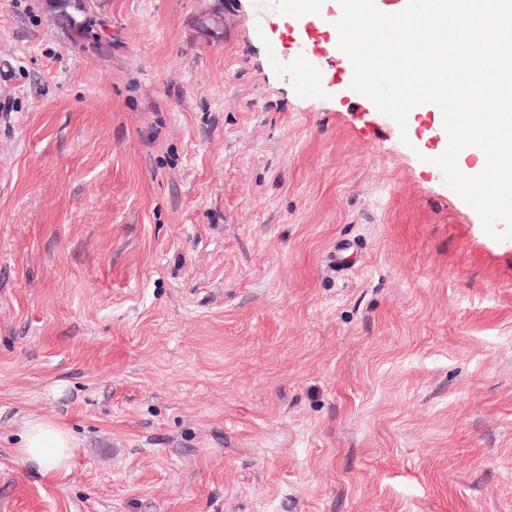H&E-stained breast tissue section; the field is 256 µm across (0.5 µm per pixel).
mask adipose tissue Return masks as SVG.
Returning <instances> with one entry per match:
<instances>
[{
	"label": "adipose tissue",
	"mask_w": 512,
	"mask_h": 512,
	"mask_svg": "<svg viewBox=\"0 0 512 512\" xmlns=\"http://www.w3.org/2000/svg\"><path fill=\"white\" fill-rule=\"evenodd\" d=\"M71 439L68 431L55 421L33 417L24 424L19 454L39 463L45 470H67Z\"/></svg>",
	"instance_id": "adipose-tissue-1"
}]
</instances>
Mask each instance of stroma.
<instances>
[{"mask_svg": "<svg viewBox=\"0 0 512 512\" xmlns=\"http://www.w3.org/2000/svg\"><path fill=\"white\" fill-rule=\"evenodd\" d=\"M90 16L0 0V512H512V238L432 115L256 0ZM71 439L68 431L55 421L33 417L24 423L19 454L39 463L51 472L66 471L69 466Z\"/></svg>", "mask_w": 512, "mask_h": 512, "instance_id": "1", "label": "stroma"}]
</instances>
